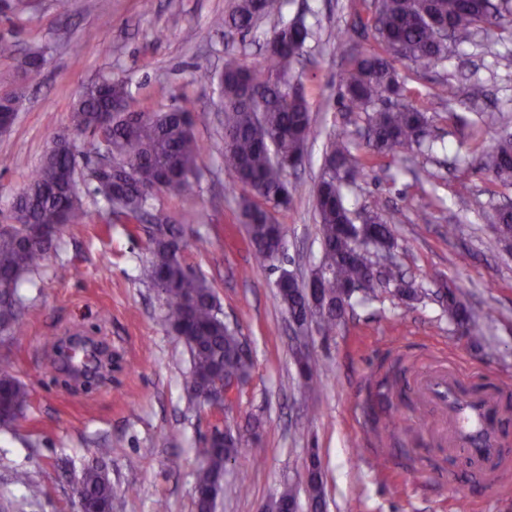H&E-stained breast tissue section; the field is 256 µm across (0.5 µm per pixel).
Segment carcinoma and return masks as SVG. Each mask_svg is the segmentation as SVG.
Wrapping results in <instances>:
<instances>
[{"instance_id":"1","label":"carcinoma","mask_w":512,"mask_h":512,"mask_svg":"<svg viewBox=\"0 0 512 512\" xmlns=\"http://www.w3.org/2000/svg\"><path fill=\"white\" fill-rule=\"evenodd\" d=\"M283 0H237L224 17L227 33L242 35L259 17L281 14ZM512 16V0H374L372 31L381 50L356 49L339 97L351 111L370 112L367 145L369 157L388 155L399 148L411 150L422 145L420 135L428 126L426 110L409 103H392L402 95L392 62L404 60L426 70L448 54V42L457 45L488 36ZM280 34L267 44L261 63L250 66L235 57L224 62L219 74L201 70L194 81L201 85L219 82L224 98V169L232 174L233 186L240 187L241 216L257 264L273 266V244L283 230L270 208H286L298 191L287 181L288 173L304 161V145L311 132L310 103L304 91H292L294 68L311 36L304 21L278 27ZM42 53L31 51L16 62L22 74L37 72ZM437 96L451 104L461 96L458 84L439 83ZM125 84L110 78L103 85L89 84L75 102L71 120L75 129L91 135L90 152L99 155L100 136L109 138L116 166L109 178L97 170H77L75 152L58 146L46 153L33 173L19 207L26 213L22 224H0V335L9 339L24 335L19 314L18 288L37 271L56 246L65 227L90 219L81 192L67 181L87 184V192L107 197L112 180L124 182L120 204L109 208V218L122 224H141L152 215L159 185L180 194L194 191L198 179L201 148L185 109L169 112L131 111ZM368 161L351 155L343 139L331 143L323 174L314 193L320 219L322 259L327 271L323 296L328 310L320 321L323 334L332 333L343 306H352L354 297H369L377 282L370 256L359 252L355 240L372 238L392 248L390 221L369 215L363 224L354 223L355 212L345 200L343 188L364 175ZM474 168L493 173L503 182L512 181V136L496 141L475 158ZM493 222L504 241H512V211H494ZM42 239L31 238L30 230ZM183 230L173 221L155 224L149 237L150 258L140 268V279L163 295L165 321L187 346L191 368L186 385L202 392L222 372L231 380L247 375L241 340L236 329L220 316V303L210 283L197 274L184 258ZM288 314L305 315L308 303L304 289L285 282L279 289ZM448 317L463 333L482 335L478 317L450 289L442 297ZM318 362H307L299 371L305 388H311L325 374ZM31 396L30 388L0 363V430L18 421ZM241 436L224 435L204 441L196 449L202 465L196 486L211 491L197 498V512H215L223 491L224 474L230 460L240 452ZM112 449H98V457L88 465L81 484L86 491L85 507L97 512L112 509V483L107 461ZM306 484L313 509L323 508L322 476L317 458L310 459Z\"/></svg>"}]
</instances>
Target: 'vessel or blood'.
Wrapping results in <instances>:
<instances>
[{
	"label": "vessel or blood",
	"mask_w": 512,
	"mask_h": 512,
	"mask_svg": "<svg viewBox=\"0 0 512 512\" xmlns=\"http://www.w3.org/2000/svg\"><path fill=\"white\" fill-rule=\"evenodd\" d=\"M424 402L448 422L453 450L469 462L488 468L504 455L501 394L481 387H465L453 375L420 371L412 379Z\"/></svg>",
	"instance_id": "b4317fda"
}]
</instances>
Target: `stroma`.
<instances>
[{
	"mask_svg": "<svg viewBox=\"0 0 512 512\" xmlns=\"http://www.w3.org/2000/svg\"><path fill=\"white\" fill-rule=\"evenodd\" d=\"M235 0H71L59 15L55 0H35L14 14L0 0V93L13 91L23 106L10 132L0 134V224L8 223L14 196L39 165L53 135L71 132L72 107L86 85L108 76L126 84L131 109L190 110L203 147L195 195L159 194L156 211L188 216L184 258L212 285L224 318L237 326L252 369L223 423L243 438V452L224 477L217 512H259L285 485L296 491L299 512H310L305 466L318 453L323 512H512V470L491 491L476 478H456L451 457L437 441L447 422L415 390L402 386V420L395 440L378 438L366 415L368 386L397 358L414 370L454 361L485 380L512 386V251L500 242L492 209L512 199V183L472 168L474 156L501 135L490 115L512 109V69L497 59L512 55V29L488 43L452 47L431 69L396 62L406 101L432 118L427 146L377 157L347 192L351 209L381 216L399 211L393 225L395 261L421 294L410 301L395 285L355 304L333 335L313 332L307 346L327 375L312 391L299 382L290 321L275 282L280 271L306 282L322 257L314 185L331 140L349 141L353 157L368 152L366 113L342 107L337 87L347 67L335 50L375 47L372 0H284L282 14L263 18L250 32L226 40L220 22ZM304 16L312 30L298 79L311 104L312 133L304 166L290 174L300 189L275 216L285 231L277 269L257 267L241 221L239 191L224 169L218 123V85L194 83L197 69L219 70L227 55L260 60L275 26ZM43 51L41 71L16 73L19 56ZM463 91L483 87L486 98L443 103L441 80ZM470 186L459 195L460 182ZM145 225L75 224L62 234L38 272L20 286L24 336L0 340V362L31 389L14 430L0 432V512H77L75 490L96 448L112 451V512H196V450L213 424L209 411L189 401L190 355L163 321L157 289L139 269L149 258ZM71 274L59 278L60 266ZM461 289L486 313L483 334L458 332L437 293ZM90 337L112 358L99 380L85 387L55 361L57 344L72 334ZM178 457V468L169 460ZM39 474L37 489L13 480ZM247 495H239V476Z\"/></svg>",
	"mask_w": 512,
	"mask_h": 512,
	"instance_id": "35a3bbf8",
	"label": "stroma"
}]
</instances>
